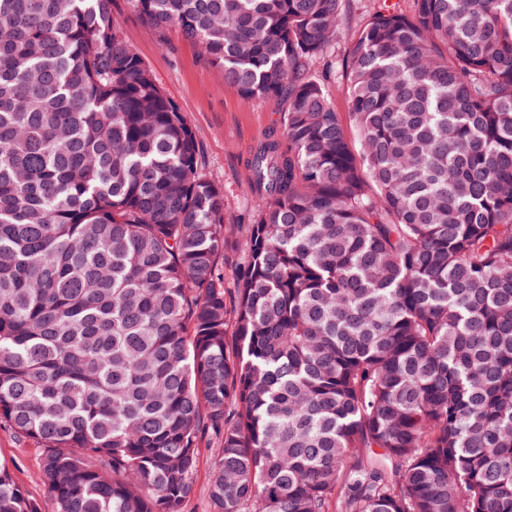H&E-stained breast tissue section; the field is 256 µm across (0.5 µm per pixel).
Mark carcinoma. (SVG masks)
<instances>
[{"label":"carcinoma","mask_w":512,"mask_h":512,"mask_svg":"<svg viewBox=\"0 0 512 512\" xmlns=\"http://www.w3.org/2000/svg\"><path fill=\"white\" fill-rule=\"evenodd\" d=\"M411 2L127 0L283 101L236 214L112 0H0V423L51 512H184L207 437L209 512H512V0ZM330 97L332 98L336 112L343 121L348 122V100L343 91V80L341 78V69L336 67V77L327 85Z\"/></svg>","instance_id":"1"}]
</instances>
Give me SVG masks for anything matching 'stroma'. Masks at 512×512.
<instances>
[{
    "label": "stroma",
    "mask_w": 512,
    "mask_h": 512,
    "mask_svg": "<svg viewBox=\"0 0 512 512\" xmlns=\"http://www.w3.org/2000/svg\"><path fill=\"white\" fill-rule=\"evenodd\" d=\"M122 33L174 100L193 128L204 159L206 176L224 189L232 211L257 206L246 178L248 151L280 118L273 101H246L224 83L221 70L208 64L198 45L177 30L157 32L130 12L126 0H113ZM41 451L0 424V459L9 463L15 482L41 512H51L48 494L36 475Z\"/></svg>",
    "instance_id": "1"
}]
</instances>
